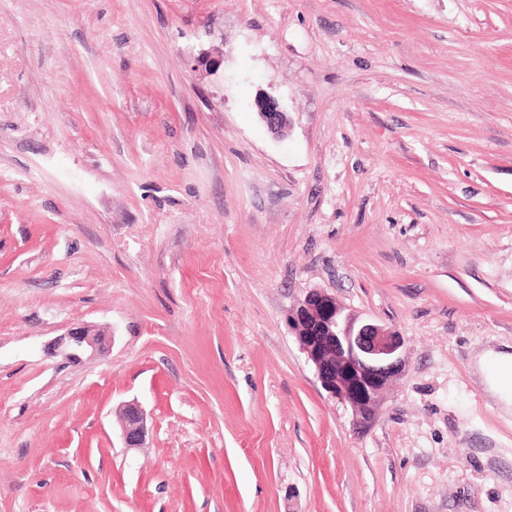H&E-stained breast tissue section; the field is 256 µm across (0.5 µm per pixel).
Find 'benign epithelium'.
<instances>
[{"instance_id": "7a95c632", "label": "benign epithelium", "mask_w": 512, "mask_h": 512, "mask_svg": "<svg viewBox=\"0 0 512 512\" xmlns=\"http://www.w3.org/2000/svg\"><path fill=\"white\" fill-rule=\"evenodd\" d=\"M255 107L274 135L287 134L288 115L276 98L264 94L255 100ZM288 325L323 389L350 408L356 427L371 424L405 362V336L393 326L346 311L335 297L320 290L307 293L290 311ZM110 345L105 333L78 325L56 339L48 354L80 362L107 354ZM123 420L125 447H140L146 414L138 402L124 405Z\"/></svg>"}]
</instances>
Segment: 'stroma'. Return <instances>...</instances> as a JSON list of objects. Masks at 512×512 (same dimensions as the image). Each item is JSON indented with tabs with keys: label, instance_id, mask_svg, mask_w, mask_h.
Listing matches in <instances>:
<instances>
[{
	"label": "stroma",
	"instance_id": "stroma-1",
	"mask_svg": "<svg viewBox=\"0 0 512 512\" xmlns=\"http://www.w3.org/2000/svg\"><path fill=\"white\" fill-rule=\"evenodd\" d=\"M316 289L406 338L369 428ZM510 349L512 0H0V512H512ZM255 107L260 120L276 136H284L288 132V115L279 101L270 95H262L255 100ZM110 336L103 332H92L86 326L69 328L48 348L50 356H62L71 361L93 360L109 352ZM490 388L512 406V353L488 352L481 361ZM123 441L127 448H138L146 434V414L136 401L127 402L123 407Z\"/></svg>",
	"mask_w": 512,
	"mask_h": 512
}]
</instances>
